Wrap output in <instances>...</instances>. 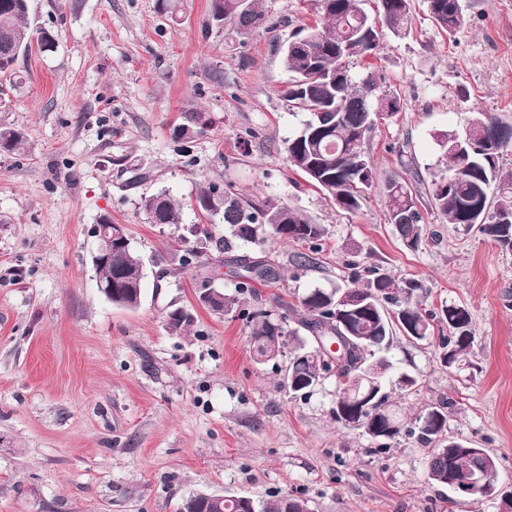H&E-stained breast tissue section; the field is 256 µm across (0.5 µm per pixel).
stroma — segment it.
Here are the masks:
<instances>
[{
    "label": "stroma",
    "mask_w": 512,
    "mask_h": 512,
    "mask_svg": "<svg viewBox=\"0 0 512 512\" xmlns=\"http://www.w3.org/2000/svg\"><path fill=\"white\" fill-rule=\"evenodd\" d=\"M410 4L408 34L383 31L375 55L350 64L400 103L370 134L374 184L351 214L286 153L306 115L281 97L291 76L279 47L320 21V0H264L269 28L247 36L208 28L209 0H182L175 19L156 0H29L32 27L55 47L19 57V80L0 76V126L27 137L25 150L0 149V512H177L192 492L297 497L311 512H498L430 481L428 447L377 451L338 429L335 378L294 393L291 347L261 363L250 344L247 312L347 285L358 246L361 267L419 280L424 306L469 309L474 370L445 366L438 340L395 335L393 358L420 389L391 399L409 415L452 400L449 436L484 449L512 488V253L433 214L434 237L407 249L382 192L417 168L429 205L431 181L448 173L438 133L477 112L512 124V0H464L452 36L428 0ZM194 112L207 128L177 138ZM212 183L277 198L326 229L316 247L270 242L282 278L240 315L196 301L207 282L233 289L231 257L255 253L225 243L217 221L195 235L206 222L194 198ZM158 191L184 201L179 227L148 222L140 200ZM105 218L146 261L138 309L97 288L93 230ZM196 247L200 267L181 269ZM299 253L314 264L298 278ZM178 307L194 317L182 336L166 328Z\"/></svg>",
    "instance_id": "1"
}]
</instances>
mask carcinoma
<instances>
[{
	"label": "carcinoma",
	"mask_w": 512,
	"mask_h": 512,
	"mask_svg": "<svg viewBox=\"0 0 512 512\" xmlns=\"http://www.w3.org/2000/svg\"><path fill=\"white\" fill-rule=\"evenodd\" d=\"M322 22L301 29L296 37L308 38L290 50L280 49L281 61L291 74L283 97L293 109L308 114L301 130L287 145L288 162L313 186L324 192L337 207L354 213L360 209L366 190L373 185L374 160L367 141L379 114L399 110L398 100L371 94L376 84L369 74L357 81L351 75L350 61L371 56L379 45L378 24L395 35L409 31V0H380L378 18L363 9V0H320ZM435 24L452 36L463 22L462 0H429ZM212 25L227 27L238 35H249L265 27L262 0H210ZM37 46L47 51L54 45L53 35L42 28L33 31L29 23V0H0V74H16L14 66L21 55ZM24 136L11 128H0V148L19 151ZM438 145L448 159L449 176L432 181L431 211L449 224L467 231L476 230L501 250L512 252V175L498 168L499 158L512 148V125L489 112H478L463 130H448L438 135ZM424 178L414 170L411 180H388L383 187L389 221L404 245L417 249L425 238L427 219L419 207L418 185ZM198 210L207 218L218 217L229 239L250 243L264 250L271 236L293 242L313 243L326 230L308 216L270 196H254L232 187L212 185L196 197ZM184 202L167 192L141 198V208L152 224L176 225ZM231 263L243 269L234 291L219 289L208 310L216 315L230 314L243 303V296L255 292L254 283H269L279 273L262 257L239 256ZM142 256L129 244L115 247L112 263L96 268L98 283L108 285L118 273L129 277L123 299L138 296L135 272ZM370 279L360 282L354 274L350 284L331 291L320 288L298 297L302 311L298 327L285 328L286 316L259 309L247 314L251 319L253 351L269 359L270 345L289 338L294 343L286 373L288 387L306 394L326 376L336 377L335 400L346 394V379L359 367L373 362L375 395L372 421L379 431L367 436L377 449L390 447L399 438L414 439L431 447L428 476L434 483L448 486L464 481L471 465H461V449L443 439L448 431L449 403L428 404L413 417L403 415L390 401L397 387L412 393L419 387L417 378L396 373L391 356L394 334L400 333L416 344L429 341L435 327H447L439 337L442 362L448 366L464 363L474 340L469 310L455 303L431 311L423 308L419 292L422 285L412 278H395L379 269H367ZM193 317L178 307L167 315V328L173 334L188 331ZM351 338L346 357L330 363L317 361L311 352L316 338Z\"/></svg>",
	"instance_id": "1"
}]
</instances>
